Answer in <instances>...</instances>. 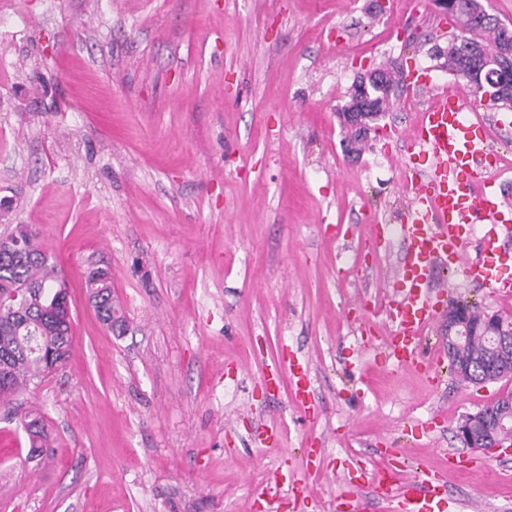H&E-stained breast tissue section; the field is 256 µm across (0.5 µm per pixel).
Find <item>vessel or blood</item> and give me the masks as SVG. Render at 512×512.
I'll use <instances>...</instances> for the list:
<instances>
[{"mask_svg": "<svg viewBox=\"0 0 512 512\" xmlns=\"http://www.w3.org/2000/svg\"><path fill=\"white\" fill-rule=\"evenodd\" d=\"M487 134L474 100L442 88L431 91L428 107L406 138L408 148L418 149L429 160L430 169L426 179L412 182L411 208L401 226L399 298L386 313L391 329L386 346L400 365L425 371L431 367L421 345L435 319L434 298L441 285L434 276L438 262H446L466 282L512 298V278L503 272L499 245L505 220L504 204L495 189L499 167L485 160ZM477 221L485 224L486 231L480 239L482 256L473 260L466 253L463 228ZM285 384L299 406H311L312 378L304 359L290 350L265 378L271 393ZM379 454L384 464L372 472L362 460L353 459L342 473L345 484L367 488L385 512H449L448 487L437 474L400 464L393 449H380ZM306 488V477L274 471L265 492L266 512H302Z\"/></svg>", "mask_w": 512, "mask_h": 512, "instance_id": "b4317fda", "label": "vessel or blood"}]
</instances>
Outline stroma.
<instances>
[{
	"label": "stroma",
	"instance_id": "35a3bbf8",
	"mask_svg": "<svg viewBox=\"0 0 512 512\" xmlns=\"http://www.w3.org/2000/svg\"><path fill=\"white\" fill-rule=\"evenodd\" d=\"M432 0H0V235L28 224L73 289V351L0 407V512H247L269 475L323 448L305 512H333L345 460L378 441L435 469L469 452L485 477L447 476L459 502L512 512V449L465 450L466 413L512 391L448 368L436 383L381 361L376 303L402 247L404 152L428 97L410 88L350 157L336 114L357 73L397 60L437 88ZM112 274L127 330L81 282ZM442 305L512 315V301L438 269ZM369 307L348 309L359 292ZM312 365L318 413L260 384L283 346ZM49 446L31 457L20 417ZM277 424L280 446L255 441Z\"/></svg>",
	"mask_w": 512,
	"mask_h": 512
}]
</instances>
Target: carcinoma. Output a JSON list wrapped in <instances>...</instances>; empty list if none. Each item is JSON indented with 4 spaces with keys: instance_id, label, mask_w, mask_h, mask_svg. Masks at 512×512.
<instances>
[{
    "instance_id": "obj_1",
    "label": "carcinoma",
    "mask_w": 512,
    "mask_h": 512,
    "mask_svg": "<svg viewBox=\"0 0 512 512\" xmlns=\"http://www.w3.org/2000/svg\"><path fill=\"white\" fill-rule=\"evenodd\" d=\"M472 10L484 19L481 26L469 27L459 35V21L449 18L453 31L448 35V71L464 77L476 69L483 57L470 45L477 44L488 55L496 52L499 20L484 8L481 0H471ZM16 246L0 247V296L20 290L15 302L0 304V405L9 404L10 397L23 384L62 365L71 356V325L60 322L55 305L70 296V288L57 269L48 264V256L40 247L37 234L27 224H17L9 235ZM87 290L94 308L109 329L121 331L125 316L121 304L112 293V275L106 269L88 274L80 284ZM470 311L467 338L456 348L455 357L467 364L460 381L478 385L508 377L512 365L489 372L485 355L489 351L484 318L475 304H463ZM30 453L34 456L46 447L48 435L41 417L24 414Z\"/></svg>"
}]
</instances>
